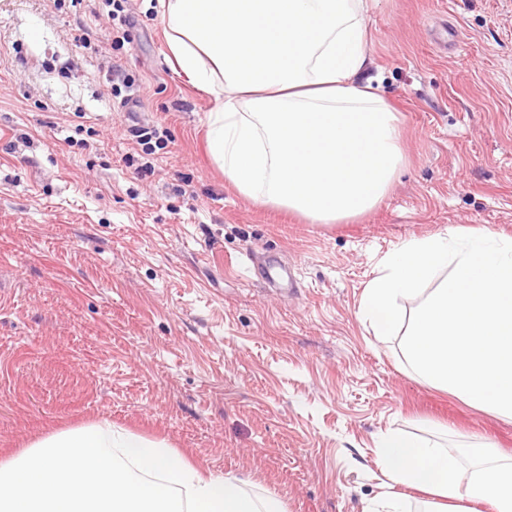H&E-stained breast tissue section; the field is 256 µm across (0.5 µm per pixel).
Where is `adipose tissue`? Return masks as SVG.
<instances>
[{"label":"adipose tissue","mask_w":512,"mask_h":512,"mask_svg":"<svg viewBox=\"0 0 512 512\" xmlns=\"http://www.w3.org/2000/svg\"><path fill=\"white\" fill-rule=\"evenodd\" d=\"M169 52L211 96L208 146L238 193L313 224H344L386 198L404 163L398 117L367 77L370 0H159ZM379 458L393 484L512 512V460L399 433Z\"/></svg>","instance_id":"ef3b65f1"}]
</instances>
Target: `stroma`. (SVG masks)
Masks as SVG:
<instances>
[{
    "label": "stroma",
    "instance_id": "1",
    "mask_svg": "<svg viewBox=\"0 0 512 512\" xmlns=\"http://www.w3.org/2000/svg\"><path fill=\"white\" fill-rule=\"evenodd\" d=\"M157 6L125 0L135 25L110 43L97 0H0V458L107 419L285 512H376L389 432L460 449L466 468L485 445L512 457V420L415 378L360 315L406 241L512 237V0H379L370 74L407 163L348 224L225 179L215 103L171 68Z\"/></svg>",
    "mask_w": 512,
    "mask_h": 512
}]
</instances>
